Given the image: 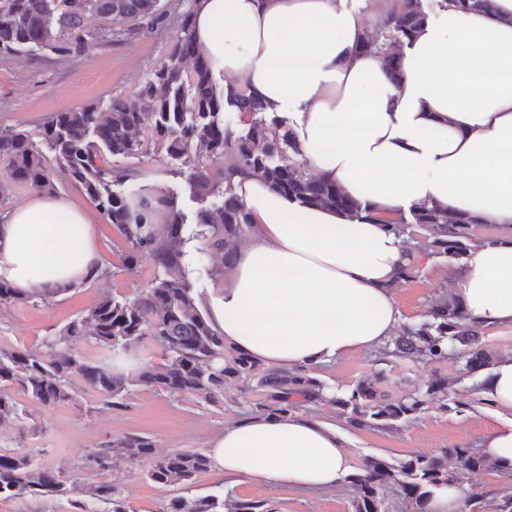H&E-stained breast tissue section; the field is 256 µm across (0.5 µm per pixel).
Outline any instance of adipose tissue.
<instances>
[{"mask_svg": "<svg viewBox=\"0 0 512 512\" xmlns=\"http://www.w3.org/2000/svg\"><path fill=\"white\" fill-rule=\"evenodd\" d=\"M388 2L194 3L213 76L286 120L311 171L378 217L237 177L249 241L203 308L228 346L271 367L332 362L394 336L402 239L381 216L427 205L512 230V0L439 7L406 42L397 79L360 47L365 14ZM98 267L94 226L66 197L37 193L0 213V280L19 292L76 286ZM448 282L472 328L512 329V234L471 247ZM480 383L501 415L482 448L512 466V356ZM210 457L225 476L296 489L332 490L351 474L335 427L301 411L225 426Z\"/></svg>", "mask_w": 512, "mask_h": 512, "instance_id": "adipose-tissue-1", "label": "adipose tissue"}]
</instances>
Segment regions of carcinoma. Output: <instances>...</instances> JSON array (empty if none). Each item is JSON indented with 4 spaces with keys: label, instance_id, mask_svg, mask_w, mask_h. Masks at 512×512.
Returning <instances> with one entry per match:
<instances>
[{
    "label": "carcinoma",
    "instance_id": "obj_1",
    "mask_svg": "<svg viewBox=\"0 0 512 512\" xmlns=\"http://www.w3.org/2000/svg\"><path fill=\"white\" fill-rule=\"evenodd\" d=\"M427 16L422 0H398L379 24L365 33L362 48L374 51L396 77L405 42ZM165 20L161 0H0V56L37 48L68 58L91 42L115 34L131 39L145 27ZM179 25L180 35L171 54L151 71L135 99L114 97L104 110L91 103L54 112L33 135L0 126V161L6 163L0 179L1 209L9 204L13 184L55 193L56 162L124 238L122 265L132 272L142 256L150 255L165 271V277L133 299L102 297L85 315L45 337L44 353L0 349V428L21 430L30 419L28 409L15 398L14 388L51 406L73 399L75 379L103 395L112 408L126 407L135 387L215 403L224 395V388L235 383L242 394L259 395L246 411L248 415L283 416L304 405L330 404L357 428L395 429L433 404L448 406V380L444 377L397 399L381 396L377 388L384 379L381 372L370 381L335 392L312 376L309 367H266L228 348L222 332L201 310L200 294L183 273L187 216L174 197L147 188L135 197L113 190L114 185L140 174L112 168V158L135 155L150 146L156 155L177 160L189 170V182L200 199L222 196L218 207L203 206L195 213L196 236L203 251L221 259V264L209 269L216 277L232 269L241 241L251 230V219L235 193L234 181L240 174L259 176L278 194L302 204L334 207L359 216V205L309 169L286 122L270 116L261 101L243 90L230 94V105L248 129L238 136L225 125L224 88L196 49L192 10L181 15ZM186 60L192 61L188 71ZM227 153L233 154L236 162L223 167L219 161ZM159 215L165 223H155ZM365 217L393 225L402 236L410 224L439 227L441 233L424 246L431 255L451 263L460 262L472 246L469 225L473 220L462 215L420 206L408 219L377 218L369 211ZM404 256L405 263L394 279L397 285L417 273L412 251L404 250ZM64 292V288H46L22 295L0 281V303L25 304L38 298L48 304ZM83 339L91 341L103 356L93 360L77 356L72 345ZM147 342L160 348L162 363L137 361L136 349ZM382 355L420 363H441L453 356L463 361L469 376L489 368L495 360L480 333L465 323L460 300L446 294L386 344ZM125 359L135 360L126 372L116 366ZM148 458L153 463L147 477L161 486L190 484L211 466V458L195 450L178 449L157 456L151 438L140 434L110 438L85 451L80 465L72 470L52 468L32 454L0 449V498L53 499L79 490V470L105 471L117 460L134 463ZM500 470L502 467L480 449L464 446L396 463L368 456L360 472L348 478L355 491L351 512H390L384 495L390 485L398 487L402 512H428L434 489ZM90 496L107 505L106 512H127L114 483L94 486ZM467 506L470 512H512V492H501L488 505L469 499ZM163 512L270 510L261 500L236 499L219 490L200 497H175Z\"/></svg>",
    "mask_w": 512,
    "mask_h": 512
}]
</instances>
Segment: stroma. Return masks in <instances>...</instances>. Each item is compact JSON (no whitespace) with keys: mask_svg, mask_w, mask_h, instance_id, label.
I'll use <instances>...</instances> for the list:
<instances>
[{"mask_svg":"<svg viewBox=\"0 0 512 512\" xmlns=\"http://www.w3.org/2000/svg\"><path fill=\"white\" fill-rule=\"evenodd\" d=\"M193 2L161 0L168 15L166 25L145 30L131 40L111 37L89 44L71 58L40 49L0 57V125L32 133L49 113L105 103L117 96L134 97L151 69L172 51L179 19ZM112 164L143 174L141 180L122 185V192L146 187L168 193L187 217H194L200 202L186 175L180 174L178 161L141 152L114 158ZM55 183L58 194L88 213L95 227L98 262L106 275L60 294L50 305L38 300L24 305L0 303V349L41 347L44 337L94 306L102 296L134 297L160 273L148 256L141 259L136 272H127L119 258L125 248L119 232L71 184L63 168H56ZM415 260V278L395 288L397 306L406 325L419 320L448 287L447 261L424 251L417 253ZM379 372L385 375L379 389L392 398L425 389L435 378L448 377L455 381L457 390L463 391L466 406L443 409L434 404L413 422L391 431L350 426L339 411L328 405L310 408L311 416L336 426L341 433L352 469H359L369 455L397 462L454 446L477 448L500 423L493 407L483 401L480 393L472 391L470 379L462 378V363L456 358L422 364L386 357L375 350L355 352L318 365L315 375L327 386L344 390ZM23 402L31 414L27 427L0 429V448L30 452L46 465L69 469L84 450L126 434L150 437L161 454L175 449L208 450L226 424L243 419L251 398L229 387L223 399L209 404L138 387L127 408L117 410L107 407L103 396L90 390L51 407L28 396ZM150 466L147 459L133 465L121 461L111 471L82 472L79 481L86 486L121 477L128 512H162L173 497L204 496L219 489L232 492L238 499L265 501L275 512H349L354 496L348 484L329 492H305L260 484L248 477L231 481L214 467L199 475L193 484L162 487L147 478Z\"/></svg>","mask_w":512,"mask_h":512,"instance_id":"obj_1","label":"stroma"}]
</instances>
